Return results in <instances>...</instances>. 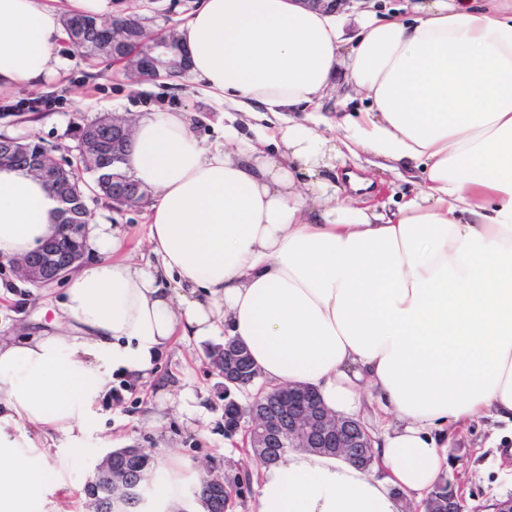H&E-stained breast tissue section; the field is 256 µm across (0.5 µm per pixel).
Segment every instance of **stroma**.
I'll list each match as a JSON object with an SVG mask.
<instances>
[{
  "label": "stroma",
  "instance_id": "obj_1",
  "mask_svg": "<svg viewBox=\"0 0 512 512\" xmlns=\"http://www.w3.org/2000/svg\"><path fill=\"white\" fill-rule=\"evenodd\" d=\"M143 14L151 33H166L184 23L202 0H119ZM65 66L55 79L33 88L0 93V136L35 139L51 148L56 158L75 160L74 128L101 115L137 120L166 108L200 115L195 125L204 145L223 142L224 106L201 92L192 75L129 81L120 67H93L72 48H63ZM344 193L352 179L368 180L363 194L394 202L415 189L412 179L368 168L352 157H340L332 171ZM90 221L112 225L120 240L118 256L146 264L154 257L147 242L148 203L118 210L101 196L88 195ZM66 285L37 288L17 277L0 261V339L37 330L40 309L57 307ZM224 333L205 338L174 337L155 360L147 380L123 390L121 400L102 399L80 441L79 451L57 442L39 467L63 471L64 497L69 512H84V486L97 462L117 448H143L156 462V475L166 480L188 478L190 472L214 471L233 476L248 469L251 487L234 496L229 512H252L260 464L243 434L224 432V377L209 363V355L223 346ZM448 463L443 477L461 495L464 512H491L494 503L512 496V428L480 417L464 427H449L443 440Z\"/></svg>",
  "mask_w": 512,
  "mask_h": 512
}]
</instances>
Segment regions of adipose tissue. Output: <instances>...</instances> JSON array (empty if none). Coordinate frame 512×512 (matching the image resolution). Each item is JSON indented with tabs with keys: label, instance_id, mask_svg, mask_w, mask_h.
Listing matches in <instances>:
<instances>
[{
	"label": "adipose tissue",
	"instance_id": "1",
	"mask_svg": "<svg viewBox=\"0 0 512 512\" xmlns=\"http://www.w3.org/2000/svg\"><path fill=\"white\" fill-rule=\"evenodd\" d=\"M110 0H0V91L58 75L68 13ZM342 15L299 0H204L177 30L189 71L225 112L270 116L254 139L203 148L187 112L133 128L123 167L152 193L157 269L117 257L111 225L54 318L0 341V419L78 444L112 373L139 375L175 333L225 329L274 386L306 385L350 417L375 391L392 415L373 470L296 452L263 467L253 512H405L438 480L449 424H512V0H408ZM346 69L367 106L328 121ZM369 155L421 171L393 208L354 206L325 171ZM58 202L0 168V260L55 237ZM27 435L0 432V512L61 484ZM363 1L368 0H360L359 2H352L348 5V8L345 14H349V22L347 23V34L351 36L354 34V21L353 18L361 13L364 10L372 11L377 14L378 18H388L393 14L399 13L402 14L403 11H400L399 8L405 3L404 0H371L363 5ZM363 6H367L363 8ZM370 7V8H369Z\"/></svg>",
	"mask_w": 512,
	"mask_h": 512
}]
</instances>
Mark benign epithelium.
<instances>
[{"instance_id": "1", "label": "benign epithelium", "mask_w": 512, "mask_h": 512, "mask_svg": "<svg viewBox=\"0 0 512 512\" xmlns=\"http://www.w3.org/2000/svg\"><path fill=\"white\" fill-rule=\"evenodd\" d=\"M112 50L121 49L132 28L125 22L124 14L112 17V24L102 28ZM141 64L153 73L158 68L181 70L186 63L182 47L168 38H155L147 43L140 41ZM26 161V165L38 169L42 176H49L50 167L43 158L29 159L25 148L16 140L0 143V165ZM143 194V188L112 172V199L122 202L130 196ZM69 239L75 243L72 251L61 261H55L54 241H49L24 259L22 278L41 287L58 283L79 267L86 252L80 245L84 225H67ZM309 391L304 386H288L279 389L275 400L251 404L245 414L246 431L253 434V447L257 448L259 459L271 458L274 448H304L308 451L327 455L343 454L357 465L370 466L369 457L373 450L372 436L364 424L353 417L337 416L318 403H307ZM146 498L135 488L124 485L122 493L110 498L112 512H125L132 508L145 512Z\"/></svg>"}]
</instances>
